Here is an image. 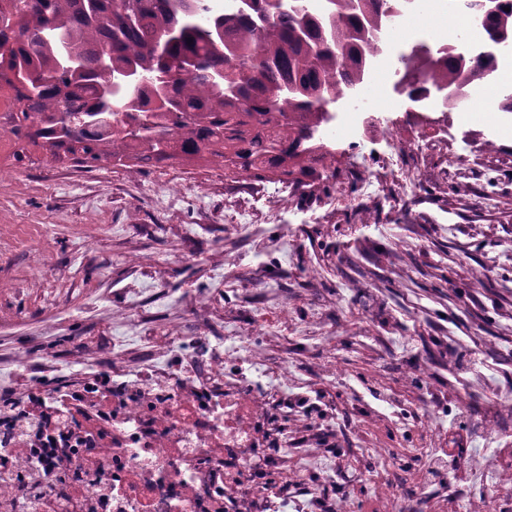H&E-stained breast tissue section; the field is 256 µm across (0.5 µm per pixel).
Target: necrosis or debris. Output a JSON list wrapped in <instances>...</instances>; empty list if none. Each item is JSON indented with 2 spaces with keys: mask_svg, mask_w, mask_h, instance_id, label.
Listing matches in <instances>:
<instances>
[{
  "mask_svg": "<svg viewBox=\"0 0 512 512\" xmlns=\"http://www.w3.org/2000/svg\"><path fill=\"white\" fill-rule=\"evenodd\" d=\"M437 96L420 99L403 125L378 113L352 108L345 127L357 130L365 148L385 145L382 167L399 183L391 209L406 210L416 182L408 170L430 150H445L447 111ZM226 310L215 308L208 291H194L181 317L140 318L139 348L103 333L77 337L64 351H35L9 359L23 374L10 385L14 400H51L55 390L89 411H104L99 422L79 415L53 414L46 434L67 449L56 467L62 481L79 478L87 496L61 502L59 489L44 487L45 500L58 512H132L120 497L103 501L102 490L127 478L150 488L143 512H352L348 496L332 493L344 468L322 476L301 469L300 462L325 455L336 445L331 397H323L324 414L312 416L285 394L271 390L255 369L264 353L255 340L269 325L288 329L294 316L290 301L255 311L250 333L224 339ZM13 450L0 454V512H11L28 450L16 418H0V439ZM488 472L496 483L482 493L467 491L455 476L447 497L414 496L410 478L388 473L371 512H512V448L498 449Z\"/></svg>",
  "mask_w": 512,
  "mask_h": 512,
  "instance_id": "4bbe7bcc",
  "label": "necrosis or debris"
}]
</instances>
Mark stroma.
<instances>
[{"label":"stroma","mask_w":512,"mask_h":512,"mask_svg":"<svg viewBox=\"0 0 512 512\" xmlns=\"http://www.w3.org/2000/svg\"><path fill=\"white\" fill-rule=\"evenodd\" d=\"M502 99L495 94L484 112L473 97L451 114L454 132L480 128L496 141L491 157L470 150V171L445 173L441 159L429 156L421 170L420 206L373 224L357 223L351 214L366 200L359 183L340 191L313 187L295 208L281 211L242 193L241 183L225 180L222 169L204 160L87 171L37 150L18 165L13 143L0 142V278L15 284L0 295V308L13 315L0 325V352L63 349L97 325L134 348L139 331L127 314L147 307L173 315L185 292L195 289L242 305L244 314L226 322L224 333L243 335L251 327L249 311L257 302L273 303L285 287L295 308L293 326L284 344L275 340L278 328H269L267 352L276 360L285 346L295 348L293 394L312 399L334 385L336 421L349 430L347 446L367 448L373 439H387L399 453L369 472L349 468L350 483L337 485V493H350L357 512H367L378 474L398 469L409 449L426 456L455 435L465 439L466 453L449 457V470L463 458L472 487L491 484L482 460L512 448V407L501 406L494 418L497 440L480 431L486 394L512 397V112L502 111ZM228 217L259 225L257 238L226 242ZM139 224L155 227V234L137 235ZM198 224L212 247L210 262L160 274L154 264L165 242ZM287 225L296 227L295 238L285 235ZM135 246L147 268L133 279L120 257ZM228 251L238 269L225 268ZM308 263L321 273L314 296L297 276ZM478 266L489 275L474 288L469 273ZM243 269L253 275L255 294L235 290ZM326 339L336 344L341 377L312 371L303 354ZM432 363L442 397L435 408L437 437L423 441L400 422L387 432L393 411L425 402L423 389L406 382L408 365ZM463 384L472 391L464 412L453 399ZM354 395L371 413L369 422L351 419Z\"/></svg>","instance_id":"stroma-1"}]
</instances>
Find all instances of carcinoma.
Listing matches in <instances>:
<instances>
[{"label":"carcinoma","mask_w":512,"mask_h":512,"mask_svg":"<svg viewBox=\"0 0 512 512\" xmlns=\"http://www.w3.org/2000/svg\"><path fill=\"white\" fill-rule=\"evenodd\" d=\"M397 0H0V91L13 159L31 147L91 170L211 159L255 185L328 175L313 155L326 106L367 78ZM486 41L512 48V10L485 0ZM193 39L187 43V39ZM442 45L431 86L448 95L484 79L480 56ZM193 61L184 73L177 63Z\"/></svg>","instance_id":"1"}]
</instances>
